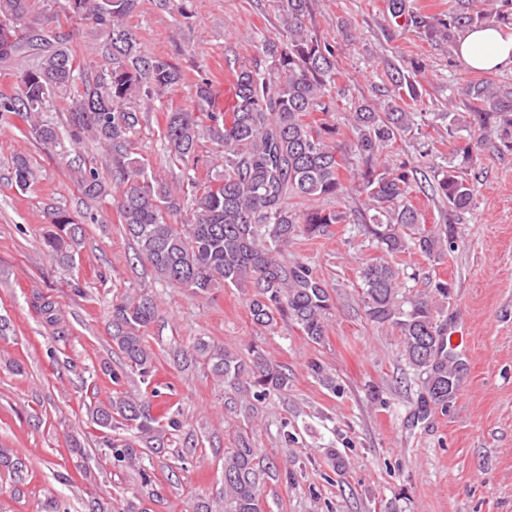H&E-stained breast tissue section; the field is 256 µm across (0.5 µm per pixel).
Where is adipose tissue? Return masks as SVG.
<instances>
[{"label":"adipose tissue","instance_id":"1","mask_svg":"<svg viewBox=\"0 0 512 512\" xmlns=\"http://www.w3.org/2000/svg\"><path fill=\"white\" fill-rule=\"evenodd\" d=\"M455 52L473 70L512 68V32L496 26L471 28L459 39Z\"/></svg>","mask_w":512,"mask_h":512}]
</instances>
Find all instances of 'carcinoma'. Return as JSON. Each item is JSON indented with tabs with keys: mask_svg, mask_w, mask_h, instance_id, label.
Here are the masks:
<instances>
[{
	"mask_svg": "<svg viewBox=\"0 0 512 512\" xmlns=\"http://www.w3.org/2000/svg\"><path fill=\"white\" fill-rule=\"evenodd\" d=\"M75 3L81 20L108 34L107 55L112 68L91 78L75 61L70 35L48 31L49 19L41 18L38 0H0V26L35 28L40 37L21 42L0 61L34 64L21 70L15 94L0 97V112L21 116L29 132L42 144H58L56 126L44 118L53 98L68 100L65 132L71 145L93 141L112 159V181L118 188L116 207L126 236L135 245L138 260L148 262L155 279L179 285L197 294L215 288L247 291L253 324L275 329L280 323L296 327L314 343L324 340L333 297L324 280L304 262L290 266L279 260L282 248L297 235H325L334 224H362L385 255L361 271L366 318L391 327L402 337L408 364L422 376L426 400L448 407L461 386L459 358L447 348V336L438 322L435 301L428 294L405 296L400 292L399 268L386 256L414 248L430 262L455 249L452 224H426L425 215L411 201L422 179L421 169L410 160L378 169L373 158L398 139L420 131L416 113L407 110L406 99L421 96L416 71L392 66L391 89L381 103L360 102L348 113V126L362 166L353 186L364 197L363 211L310 206L297 210L292 198L341 200L347 191L340 179L339 127L312 114L334 110L336 99V45L314 36L307 26L311 0H276L286 39L265 40L266 69L242 67L234 73V103L218 111L213 85L203 80L194 86L196 108L168 113L164 140L169 156L190 157L199 140L209 139L221 147V174L203 190L180 196L167 183L145 170L135 156L131 136L141 121V104L161 96L181 80L172 63L145 53L126 18L138 0H63ZM470 0H456L446 15L430 16L410 10L408 0H387V11L404 25L428 39L456 40L467 28L503 21L512 15L501 8L472 13ZM464 95L475 102L469 124L478 126V139L455 146L458 165L434 171L428 182L432 195L453 215L470 210L477 189L462 167L473 160L480 141L491 136L512 150V98L493 91L486 81L466 86ZM77 186L88 198L107 193L97 168L72 159ZM15 186L24 191L34 180L29 162L16 157ZM179 224L173 219L181 214ZM84 237L83 225L69 213L56 210L44 236L47 250L71 262ZM39 310L45 322L64 333L58 303L41 297ZM155 299L146 294L112 302V341L123 355L125 371L112 372V381L136 376L145 384L153 376V352L144 343V330L156 316ZM194 351L211 374L233 385L244 409L288 388L284 369L266 354L254 350L243 359L236 352L200 338ZM93 425L105 433L100 455L106 461L123 463L138 472L140 493L121 504L122 512H148L146 505L158 502L161 487L150 475L146 462L166 452L167 436L181 431L179 415L163 419L151 415L149 402L131 394L89 405ZM130 427L135 439L119 430ZM250 442L224 455V490L217 501H201L195 512H260L262 487L280 476L277 466L255 462ZM0 467L22 479L25 462L9 449L0 448Z\"/></svg>",
	"mask_w": 512,
	"mask_h": 512,
	"instance_id": "carcinoma-1",
	"label": "carcinoma"
}]
</instances>
